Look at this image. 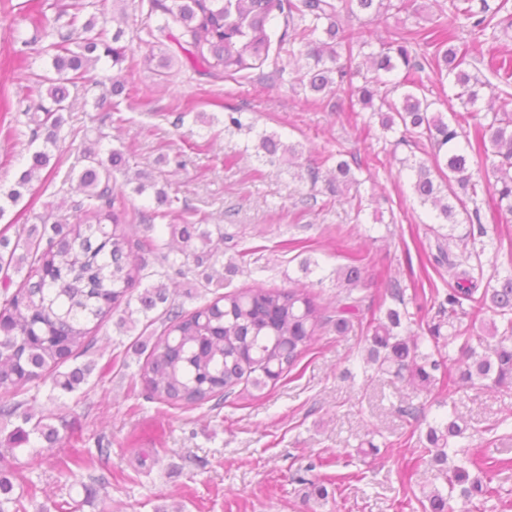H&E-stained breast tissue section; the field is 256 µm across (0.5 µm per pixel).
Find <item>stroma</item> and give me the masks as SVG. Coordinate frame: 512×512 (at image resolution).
<instances>
[{"mask_svg":"<svg viewBox=\"0 0 512 512\" xmlns=\"http://www.w3.org/2000/svg\"><path fill=\"white\" fill-rule=\"evenodd\" d=\"M11 3V12H0L2 190L12 187L35 149L25 111L42 92L48 68L22 0ZM24 39L28 61L20 65L15 52ZM161 49L175 60L167 79L146 68L124 72L135 90L130 99L109 95L110 62L89 70L77 105L63 114L58 150L0 217V236L14 240L25 227L66 217L60 201L79 194L64 180L81 170L85 146L98 138L103 148L130 153L139 168L162 170L168 193L178 199L170 223L223 225L226 242L216 267L227 290L304 282L299 264L308 257L324 277L310 287L321 305L333 310L355 298L354 327L343 336L322 329L277 382L260 389L244 383L220 404L183 412L146 399L139 380L160 325L127 332L109 319L85 356L94 370L79 391L31 387L37 409L61 415L62 442L44 451L34 469L28 452H18L13 494L25 512H50L63 498L82 500L83 485L102 475L108 487L83 512H421L420 499L445 483L421 460L420 448L452 402L469 425L466 446L485 460L478 476L491 478L512 502V389L463 388L452 395L442 380L415 391L395 378L364 374L367 331L394 304L387 280L402 285L415 315L411 331L424 342L436 296L452 281L447 267L431 259L438 242L401 165L405 158L427 159L429 142L398 127L364 126L370 112L349 92L310 106L289 82L216 80L194 73L175 40H164ZM233 110L253 123V132H225L224 115ZM262 131L301 144L303 167L339 148L351 157L384 158L385 168L359 188L365 209L355 211L351 199L331 193L327 178L313 185L293 178L285 162L259 161L254 147ZM480 208L481 224L458 225L446 247L479 254L485 271L512 269V215L497 212L488 197ZM483 228L499 236L500 248L485 246ZM241 249L251 250L249 264L227 272ZM354 254L367 256L369 265L348 296L333 276ZM410 403L417 417L403 414ZM101 437L110 456L91 452ZM370 444L378 454L363 455ZM75 456L82 457L81 468L62 476L58 460Z\"/></svg>","mask_w":512,"mask_h":512,"instance_id":"stroma-1","label":"stroma"}]
</instances>
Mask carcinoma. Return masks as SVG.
I'll use <instances>...</instances> for the list:
<instances>
[{
	"label": "carcinoma",
	"instance_id": "obj_1",
	"mask_svg": "<svg viewBox=\"0 0 512 512\" xmlns=\"http://www.w3.org/2000/svg\"><path fill=\"white\" fill-rule=\"evenodd\" d=\"M507 3L501 0L492 10L487 0H480L478 8L474 0H449L448 11L467 21L476 34L475 40L462 47L455 45L454 32L441 23L430 28H395L379 50L368 53L373 76L353 90L383 129L400 124L433 144L431 165L413 161L408 168L414 194L422 206L432 210L438 224L432 231L439 239H448L455 224L481 223L477 205L481 194H491L499 212L512 214V95L495 96L490 111L479 116L475 107L488 81L469 71L483 55V44L498 40V32L506 34L512 29L511 13L496 20ZM410 4L411 0H139L135 8L146 11L149 19L156 18V24L144 27L148 39L140 42L149 50L137 60L120 44L122 28L109 31L111 18L105 11L96 10L84 18L72 14L63 34L55 32L40 0H30V24L53 38L43 48L51 57V69L42 76L51 105L40 103L27 110L32 140L43 139L42 146L32 153L17 187L0 192V217L7 206L18 202L21 188L49 165L64 121L62 112L70 107L71 90L78 89L101 60L111 61L119 72L127 65L142 64L165 77L173 58L155 54L152 46L175 25L181 31L186 58L226 79H245L254 70L270 67L272 76L283 82L288 71L282 55L309 60L293 82L321 101L350 82L355 52L371 46L370 32L340 27L339 16L358 21L364 16L370 23L392 9L407 10ZM413 46L432 49L431 65L446 74L463 111L448 118L433 110L426 85L415 78L424 66L412 56ZM488 68L504 84L512 83L511 59L493 56ZM401 70L404 75L398 85L407 91L395 101L389 98L390 91L382 89L381 75ZM258 140V148L270 163L281 154L299 155L297 145L284 143L274 132H260ZM481 154L493 159L492 184L474 178L470 170V156ZM343 156L344 151L336 150L333 182L338 193L361 184L355 171L370 176L381 164L377 155L351 163ZM83 160L78 174L83 197L71 202L68 218L40 227L33 224L24 239L13 244L0 238V287L12 290L0 302V419L19 417L23 422L11 435L9 450L29 448L34 442L42 448L57 447L60 433L51 423L54 416L36 410L19 396L38 381L48 380L52 389L64 394L87 383L92 364L67 371L61 367L87 354L96 330L120 308L122 327L135 326V312L147 319V328L161 320L163 334L153 343L139 379L146 398L183 411L220 401L244 381L260 389L280 378L310 350L320 328L330 324L344 335L353 327L346 317L354 310L352 305L337 308L332 317L305 288H266L259 282L242 291L217 293L209 303L184 310L169 300L163 282L143 284L152 274L146 272L141 254L155 253L170 268L191 264L200 268L216 257L213 239L224 241V228L219 224H163L159 228L169 235L167 241L149 235L140 238L134 231L136 221L147 220L146 230H155L152 221L165 219L179 199L157 187L155 175L139 171L133 178V191L141 195L156 188L158 210L148 217L140 211L131 214L124 193L112 183L114 173L130 167L129 156L114 149L105 155L96 141L84 149ZM434 171L438 183L432 177ZM435 261L448 264L455 281L439 301L438 321L430 327L432 352L422 351L418 343L402 336L401 330L414 322L415 314L404 306L400 284L392 281L388 290L401 307L387 309L384 318L372 326L366 364L376 375L405 380L423 391L436 384L437 373L445 369V360L434 354L452 346L463 367L448 377V392L478 382L495 388L512 386V269L486 278L479 263L458 272V264L442 249ZM363 270L362 259H351L336 270L337 285L352 293L363 280ZM22 271V279L14 281L12 274ZM134 299L139 304L135 310L131 309ZM159 307L161 314L149 317ZM465 317L480 321L486 329L487 336L478 338L476 345L470 327L463 324ZM498 318L503 321L501 327ZM445 327L446 335L442 333ZM466 431L454 407L446 419L427 430L423 452L448 490L430 492L420 501L423 512H453L451 501L456 497L470 502L477 496H492V490L471 474L478 462L459 443ZM12 476L11 461L0 454V512H20V499L12 496ZM84 490L83 502L88 503L96 490L88 486ZM81 503L57 502L55 512H80Z\"/></svg>",
	"mask_w": 512,
	"mask_h": 512
}]
</instances>
